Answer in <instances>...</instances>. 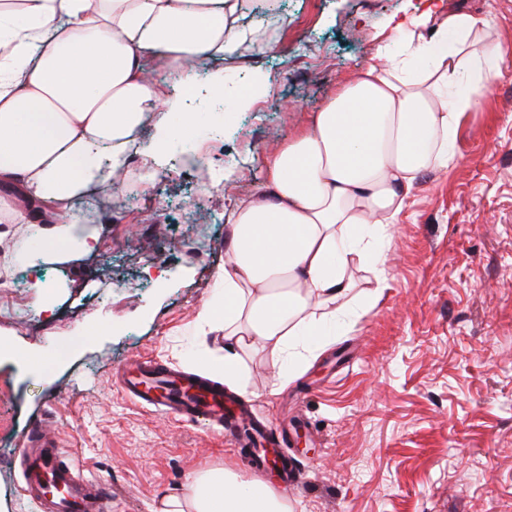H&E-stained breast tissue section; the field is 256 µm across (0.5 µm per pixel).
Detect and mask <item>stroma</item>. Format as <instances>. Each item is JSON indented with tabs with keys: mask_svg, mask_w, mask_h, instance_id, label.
Listing matches in <instances>:
<instances>
[{
	"mask_svg": "<svg viewBox=\"0 0 512 512\" xmlns=\"http://www.w3.org/2000/svg\"><path fill=\"white\" fill-rule=\"evenodd\" d=\"M452 3L488 11L506 51L462 121L453 165L418 182L383 273L355 271L352 316L326 346L291 366L246 351L224 387L282 437L299 478L269 485L290 512H512V0ZM398 5L280 0L276 53L223 64L243 88L254 73L274 77L263 110L225 111L223 87L188 103L209 126L190 149L167 143L158 206L111 214L95 227L102 250L64 263L35 260L24 232L0 240L15 268L0 288V512H34L19 448L36 422L111 487L112 512H159L211 467L257 478L220 432L134 405L118 371L138 354L223 382L224 332L199 311L219 300L226 217L265 180V158L375 61L372 34ZM38 281L52 288L48 321L31 311ZM377 287L380 300L365 302Z\"/></svg>",
	"mask_w": 512,
	"mask_h": 512,
	"instance_id": "35a3bbf8",
	"label": "stroma"
}]
</instances>
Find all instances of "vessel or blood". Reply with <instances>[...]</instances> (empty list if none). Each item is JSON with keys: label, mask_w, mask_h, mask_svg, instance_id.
<instances>
[{"label": "vessel or blood", "mask_w": 512, "mask_h": 512, "mask_svg": "<svg viewBox=\"0 0 512 512\" xmlns=\"http://www.w3.org/2000/svg\"><path fill=\"white\" fill-rule=\"evenodd\" d=\"M122 386L135 405L204 424L238 442L243 439V423L252 419L241 408L235 417H226L223 387L157 360L130 358L123 368ZM22 460L20 489L38 512H111L110 487L87 478L63 453L57 437L32 429L23 444Z\"/></svg>", "instance_id": "vessel-or-blood-1"}]
</instances>
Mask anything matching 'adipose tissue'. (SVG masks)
<instances>
[{"label": "adipose tissue", "instance_id": "obj_1", "mask_svg": "<svg viewBox=\"0 0 512 512\" xmlns=\"http://www.w3.org/2000/svg\"><path fill=\"white\" fill-rule=\"evenodd\" d=\"M260 0H0V223L45 240L46 259L70 258L92 188L121 189L131 152L159 161L178 136L170 115L189 88L220 84L199 73L259 42L270 24ZM487 14L445 0H401L374 38L379 62L360 68L311 128L265 162L266 182L227 221L224 381L239 350L258 345L302 358L327 324L345 316L354 268L384 263L380 250L419 179L448 168L461 120L498 79ZM157 66L172 74L159 84ZM467 97L449 93L466 70ZM162 140L141 142L144 117ZM161 512H287L263 482L230 470L196 473Z\"/></svg>", "mask_w": 512, "mask_h": 512}]
</instances>
